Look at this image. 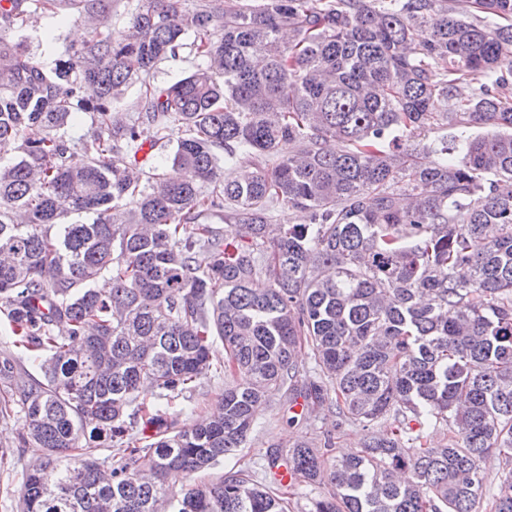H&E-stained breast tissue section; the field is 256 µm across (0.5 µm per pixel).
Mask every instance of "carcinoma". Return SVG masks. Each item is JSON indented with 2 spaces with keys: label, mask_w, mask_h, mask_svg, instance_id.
Returning <instances> with one entry per match:
<instances>
[{
  "label": "carcinoma",
  "mask_w": 512,
  "mask_h": 512,
  "mask_svg": "<svg viewBox=\"0 0 512 512\" xmlns=\"http://www.w3.org/2000/svg\"><path fill=\"white\" fill-rule=\"evenodd\" d=\"M47 17L85 26L49 66L25 36ZM186 49L200 64L157 84ZM174 125L181 177L141 185ZM0 144L19 512H293V485L246 468L167 483L235 454L285 387L334 417L320 448L267 452L330 485L300 512H481L492 459L491 512H512V0H136L116 33L103 0H0ZM211 372L218 413L169 411ZM346 425L361 446L327 469Z\"/></svg>",
  "instance_id": "1"
}]
</instances>
